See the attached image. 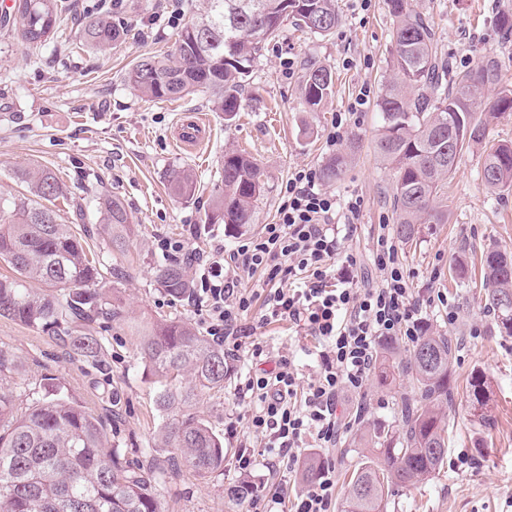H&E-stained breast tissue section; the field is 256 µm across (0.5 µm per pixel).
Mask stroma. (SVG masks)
Wrapping results in <instances>:
<instances>
[{"label": "stroma", "mask_w": 512, "mask_h": 512, "mask_svg": "<svg viewBox=\"0 0 512 512\" xmlns=\"http://www.w3.org/2000/svg\"><path fill=\"white\" fill-rule=\"evenodd\" d=\"M54 36L42 47L26 44L17 27L0 26V197L27 195L14 178L19 168L53 170L82 213L66 207L64 223L88 230V249L104 265L105 282L120 307L117 318L93 325L101 350L97 357L76 359L52 334L0 317V350L19 363L17 372L0 379V392L25 407L42 399L49 383L65 386L99 415L109 447L123 449L126 461L151 479L162 512H237L228 498L240 474L236 447L225 442L223 470L200 478L172 471L171 449L162 444L163 413L156 385L142 357L137 325L145 319L179 317L201 324L188 299L172 300L156 283L154 268L165 257L162 238L181 239L189 251H208L213 242L233 247L239 231L206 223L219 171L228 148L245 151L263 172L265 192L257 201L251 234L274 223L282 190L301 167L323 169L334 155L347 154L342 174L321 179L322 188L340 196L356 194L363 205L355 231L343 243L361 263L363 283L375 281L369 262L380 225L393 224V171L378 157L377 107L391 74L393 19L386 0H337L341 22L320 36L294 24L266 43L262 56L243 82L241 106L232 122L212 111L203 94L171 102L143 97L127 80L142 57L171 51L183 25L193 21L206 0H62ZM433 23L439 47L454 70L472 66L487 54L497 57L504 81L512 84V40L504 41L492 23L496 10H512V0H408ZM111 12L124 22L127 39L107 51L79 45L88 17ZM322 66L333 78V94L323 108L306 111L302 79L306 69ZM370 99L359 118L348 121L336 143L328 134L336 113L347 111L360 89ZM206 115L199 144L181 143L183 124ZM485 144L465 149L448 183V221L420 225L415 239L400 243L399 256L414 274L413 286L424 296L447 295L457 313L448 322L443 309L427 308L426 333L448 336L457 344L451 369L452 406L448 422V457L420 488L390 498L388 512H512V336L499 335L481 303V259L489 244L512 252V195L487 191L481 179ZM186 169L197 178L193 199L170 189L172 171ZM120 197L130 211L134 233L124 250L112 249L98 233L101 195ZM460 259L468 282H460L450 263ZM255 302L243 322L255 330L264 358L294 364L303 378L319 369L317 343L295 335L288 322L266 321ZM479 328L471 336V328ZM256 365L250 354L230 364L223 389L199 395L188 414L206 421L217 435L228 425L243 426L252 404L235 394L241 376ZM485 373L491 385L489 426H481L467 408L466 385L472 371ZM402 388L370 374L361 399H342L340 432L357 424L386 426L399 418Z\"/></svg>", "instance_id": "obj_1"}]
</instances>
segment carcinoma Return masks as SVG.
I'll return each instance as SVG.
<instances>
[{"mask_svg":"<svg viewBox=\"0 0 512 512\" xmlns=\"http://www.w3.org/2000/svg\"><path fill=\"white\" fill-rule=\"evenodd\" d=\"M394 17L392 71L378 101L381 129L376 149L395 171V232L408 242L419 224L448 223L445 188L467 145L453 146V132L474 124L483 143L489 126L512 115V86L503 83L498 60L479 59L466 71L453 72L439 52L432 22L412 11L407 0H388ZM22 39L35 47L55 34L58 0H16ZM318 35L336 30V0H207L203 14L178 33L173 51L148 56L129 71L128 80L152 101H173L201 89L211 94L212 111L233 119L241 106V87L264 42L285 22ZM128 29L112 16L99 15L84 25L87 45L107 48L123 42ZM324 67L309 69L303 81V104L316 111L332 94ZM496 96L477 108L482 92ZM485 144V143H483ZM481 176L493 192L512 191V143L485 144ZM30 186L31 197L0 202V260L13 274L0 276V317L28 327L57 332L68 323L92 322L118 315L108 297L102 269L90 259L82 236L61 222L56 201L68 199L61 179L47 168L15 173ZM263 173L249 156L224 152L221 186L206 223L240 230L250 225L252 210L264 190ZM184 199L195 193L191 172L173 179ZM99 226L115 249H123L132 218L117 196L98 201ZM157 284L170 297L189 294L184 267L156 266ZM42 285L35 290L31 284ZM484 308L493 314L502 336H512V254L488 248L482 261ZM59 340L77 359L93 358L100 342L92 330H76ZM380 376L389 383L404 375L415 392L402 399L395 425L363 428L349 439L364 448L341 502V512H387L393 488H416L428 480L448 455V423L441 413L453 402L449 385L456 345L446 336H423L404 346L383 343ZM141 353L157 384L156 402L167 412L162 425L164 446L174 448L177 464L200 477L224 468V439L202 419L173 412L198 394L224 388V347L211 342L191 324L161 318L147 324ZM490 383L481 372L468 380L470 414L490 424ZM0 512H160L149 479L130 469L120 449L107 447L102 419L72 396L53 387L47 397L18 410L0 394Z\"/></svg>","mask_w":512,"mask_h":512,"instance_id":"obj_1","label":"carcinoma"}]
</instances>
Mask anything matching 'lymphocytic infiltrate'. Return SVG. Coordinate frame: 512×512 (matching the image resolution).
<instances>
[{
  "mask_svg": "<svg viewBox=\"0 0 512 512\" xmlns=\"http://www.w3.org/2000/svg\"><path fill=\"white\" fill-rule=\"evenodd\" d=\"M318 181L314 168L295 170L276 222L233 248L219 243L196 257L200 285L190 293L208 335L230 358L246 350L256 358L262 355L260 347H248L251 331L242 323L259 294L242 288L241 280L256 271L268 287L267 319L288 321L297 335L318 342L321 365L315 377L302 380L297 368L283 360L256 370L238 386L239 395L255 405L246 428L263 437L264 454L240 451L237 467L247 473L260 463L276 480L295 467L309 443L335 447L339 398L362 393L379 340L401 336L413 343L424 334L413 275L402 266L394 238L378 235L370 262L379 280L360 287L357 260L342 253L341 245L363 200L355 194L337 198L320 189ZM335 497L336 467L329 464L296 497L294 512H332Z\"/></svg>",
  "mask_w": 512,
  "mask_h": 512,
  "instance_id": "lymphocytic-infiltrate-1",
  "label": "lymphocytic infiltrate"
}]
</instances>
